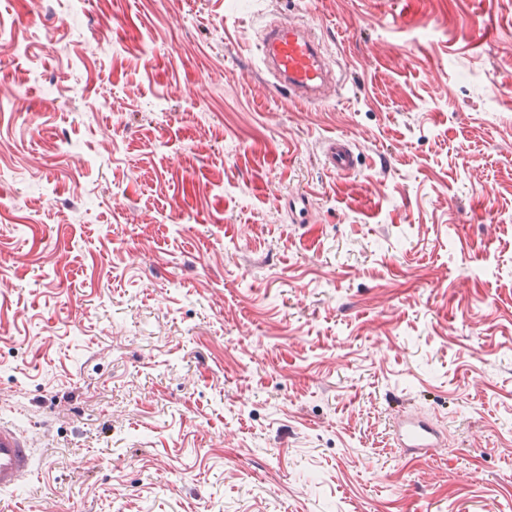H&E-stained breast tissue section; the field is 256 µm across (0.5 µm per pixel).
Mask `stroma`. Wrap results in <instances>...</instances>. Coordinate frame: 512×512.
Returning a JSON list of instances; mask_svg holds the SVG:
<instances>
[{
    "label": "stroma",
    "mask_w": 512,
    "mask_h": 512,
    "mask_svg": "<svg viewBox=\"0 0 512 512\" xmlns=\"http://www.w3.org/2000/svg\"><path fill=\"white\" fill-rule=\"evenodd\" d=\"M299 19L319 108L258 79ZM0 28V420L39 464L0 512H512V0H0ZM406 406L447 449L393 448ZM322 157L327 168L339 175H348L356 170L359 154L350 139L331 137L323 142Z\"/></svg>",
    "instance_id": "stroma-1"
}]
</instances>
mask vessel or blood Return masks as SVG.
Listing matches in <instances>:
<instances>
[{
    "label": "vessel or blood",
    "mask_w": 512,
    "mask_h": 512,
    "mask_svg": "<svg viewBox=\"0 0 512 512\" xmlns=\"http://www.w3.org/2000/svg\"><path fill=\"white\" fill-rule=\"evenodd\" d=\"M266 81L288 102L310 106L327 99L330 67L320 44L295 23H274L264 33L260 48ZM322 157L327 168L339 175L354 172L359 164L350 139L331 137L324 141ZM393 433L399 447L427 457L441 447L442 438L423 414L402 411ZM35 459L27 441L11 425L0 422V493L13 492L35 477Z\"/></svg>",
    "instance_id": "b4317fda"
}]
</instances>
